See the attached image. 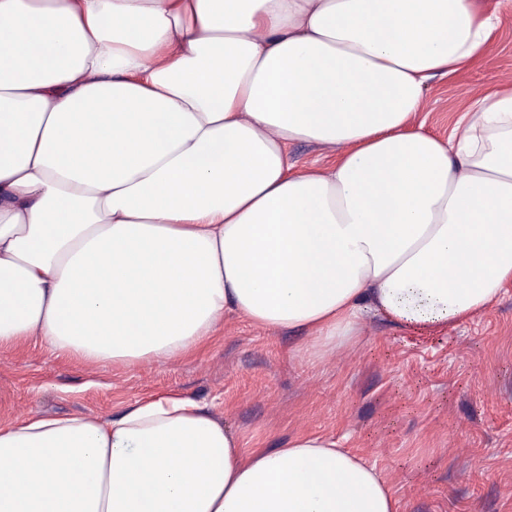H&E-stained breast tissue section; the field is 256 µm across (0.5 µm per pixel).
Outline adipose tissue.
<instances>
[{
    "label": "adipose tissue",
    "mask_w": 512,
    "mask_h": 512,
    "mask_svg": "<svg viewBox=\"0 0 512 512\" xmlns=\"http://www.w3.org/2000/svg\"><path fill=\"white\" fill-rule=\"evenodd\" d=\"M489 0H0V348L132 367L226 311L321 351L364 313L446 329L512 284V89L442 139L427 82L480 58ZM341 147L294 170L288 147ZM0 512H397L310 435L243 448L167 391L0 422Z\"/></svg>",
    "instance_id": "ef3b65f1"
}]
</instances>
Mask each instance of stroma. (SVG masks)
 Masks as SVG:
<instances>
[{
  "instance_id": "35a3bbf8",
  "label": "stroma",
  "mask_w": 512,
  "mask_h": 512,
  "mask_svg": "<svg viewBox=\"0 0 512 512\" xmlns=\"http://www.w3.org/2000/svg\"><path fill=\"white\" fill-rule=\"evenodd\" d=\"M512 87V0L485 55L432 79L412 123L447 137L472 103ZM177 390L224 419L247 448L318 434L374 465L399 512H512V285L448 329L415 332L367 315L356 343L315 355L302 332L228 312L207 349L122 367L38 341L0 349V420L108 418Z\"/></svg>"
}]
</instances>
